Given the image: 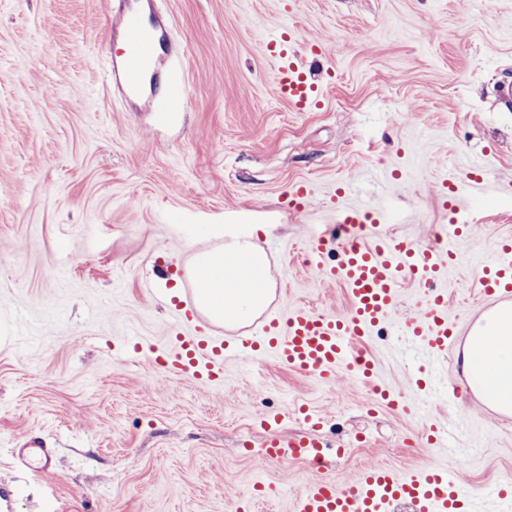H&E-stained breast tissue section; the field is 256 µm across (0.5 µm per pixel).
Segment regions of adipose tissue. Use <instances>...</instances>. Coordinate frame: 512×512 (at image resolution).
Here are the masks:
<instances>
[{"mask_svg": "<svg viewBox=\"0 0 512 512\" xmlns=\"http://www.w3.org/2000/svg\"><path fill=\"white\" fill-rule=\"evenodd\" d=\"M197 265L205 276L202 295L215 321L238 325L267 307L268 261L252 241L233 240L220 251L200 255ZM482 333L485 347L480 362L471 365L470 375L478 380L495 374L498 401L512 406V317L486 321Z\"/></svg>", "mask_w": 512, "mask_h": 512, "instance_id": "1", "label": "adipose tissue"}]
</instances>
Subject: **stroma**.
I'll return each mask as SVG.
<instances>
[{"mask_svg": "<svg viewBox=\"0 0 512 512\" xmlns=\"http://www.w3.org/2000/svg\"><path fill=\"white\" fill-rule=\"evenodd\" d=\"M156 6L188 93L167 128L106 88V0H0V487L13 512H294L307 464L259 468L251 450L271 435L265 414L302 433L303 406L326 419L322 479L438 463L471 488L470 512H494L485 491L512 483V421L449 404L464 367L403 335L411 283L358 345L405 412L346 373L328 386L263 359L226 362L220 385L165 377L149 347L170 334L178 271L235 234L266 248L274 306L345 312L343 288L303 262L309 236L342 199L386 211L389 236L425 241L451 218L447 179L482 205L481 232L462 244L471 259L448 276L451 309L470 324L485 305L478 267L512 239V208L486 191L512 182V104L497 99L512 81V0ZM283 28L323 88L307 112L274 91L263 38ZM302 183L315 195L289 211ZM423 418L448 419L454 452L428 444ZM28 433L54 449L52 474L15 456Z\"/></svg>", "mask_w": 512, "mask_h": 512, "instance_id": "1", "label": "stroma"}]
</instances>
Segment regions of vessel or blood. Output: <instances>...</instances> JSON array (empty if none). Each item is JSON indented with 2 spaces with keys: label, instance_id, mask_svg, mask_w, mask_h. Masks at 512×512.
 <instances>
[{
  "label": "vessel or blood",
  "instance_id": "obj_1",
  "mask_svg": "<svg viewBox=\"0 0 512 512\" xmlns=\"http://www.w3.org/2000/svg\"><path fill=\"white\" fill-rule=\"evenodd\" d=\"M111 21L117 36L106 80L114 99L125 108L152 112L155 125H174L187 103V92L172 72L179 48L164 34L168 19L157 13L152 25H145L130 0H112ZM266 48L275 63L276 94L299 112L316 105L318 86L310 70L289 53L286 39L268 38ZM480 228L474 219L454 221L441 225L429 242L417 244L379 234L375 212L342 209L336 225L307 240L304 253L320 280L345 288L350 299L346 313L295 307L265 316L238 335L220 336L203 321L193 298L186 296L175 305L179 329L159 365L165 372L209 383L218 379L229 358L270 357L328 385L344 370L376 386L374 365L357 352L356 344L389 323L405 279L420 296L419 314L404 322L406 334L441 356L476 355L479 342L462 332L448 306L446 284L449 268L464 256L459 241ZM479 284L492 306H512L511 240L501 241L495 255L482 263ZM300 416L308 434L268 440L253 455L257 466L289 456L318 470L324 443L317 433L324 416L305 407ZM470 497V488L447 469L399 475L374 465L343 487L312 479L296 512H396L402 504L411 512H459Z\"/></svg>",
  "mask_w": 512,
  "mask_h": 512
}]
</instances>
